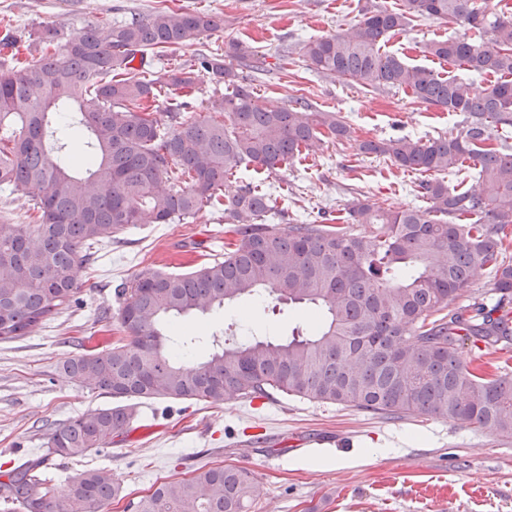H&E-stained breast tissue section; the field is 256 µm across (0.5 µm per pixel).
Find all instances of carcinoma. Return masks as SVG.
<instances>
[{
  "instance_id": "obj_1",
  "label": "carcinoma",
  "mask_w": 512,
  "mask_h": 512,
  "mask_svg": "<svg viewBox=\"0 0 512 512\" xmlns=\"http://www.w3.org/2000/svg\"><path fill=\"white\" fill-rule=\"evenodd\" d=\"M419 17L448 19L463 33L428 41L423 53L500 81L480 93L444 78L381 43ZM224 20L163 7L143 18L36 32L24 62L0 56V190L18 193L31 224L0 219V342L28 336L72 308L76 271L92 250L141 224H175L205 207L224 211L236 239L224 258L187 273L144 267L117 289L126 333L104 348L73 355L60 371L116 401L51 429L47 452L0 481V512H100L121 494L108 469L85 470L59 490L47 477L52 456L82 457L125 440L135 413L128 401L195 400L220 406L274 392L396 416L454 420L512 438V379L473 367L466 344L512 338V264L503 260L512 226V13L484 0H401L367 11L350 28L300 49L319 74L366 90L402 89L463 116L461 129L435 138L364 140V155L430 174L417 184L426 203L392 209L358 202L341 224H273L271 194L252 182L226 192L250 167L273 173L326 138L353 139L337 112L297 97L261 103L243 71L263 56L232 39L222 54L142 77L147 54L210 36ZM224 85L207 115L188 100L204 77ZM182 100L161 123L154 104ZM79 148L81 171L72 169ZM471 171L476 184L450 186ZM482 270L497 304L454 306ZM268 292L309 306L316 332L285 343L226 339L208 358L188 362L180 318ZM255 493L244 467L197 468L128 504L133 512H249Z\"/></svg>"
}]
</instances>
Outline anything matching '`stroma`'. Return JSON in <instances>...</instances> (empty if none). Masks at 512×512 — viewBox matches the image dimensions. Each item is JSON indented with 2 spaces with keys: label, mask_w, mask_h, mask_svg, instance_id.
Wrapping results in <instances>:
<instances>
[{
  "label": "stroma",
  "mask_w": 512,
  "mask_h": 512,
  "mask_svg": "<svg viewBox=\"0 0 512 512\" xmlns=\"http://www.w3.org/2000/svg\"><path fill=\"white\" fill-rule=\"evenodd\" d=\"M400 0H0L20 57L34 49L33 33L46 26L76 30L90 23L142 17L167 5L223 18L224 27L200 43L149 56L151 69L191 60L202 50L244 41L265 54L264 75L252 86L265 104L283 106L304 94L314 107L340 113L353 140L318 142L310 154L276 172H243L247 182L274 187L283 223L340 217L353 200L394 208L420 204L419 176L384 157L358 150L362 140L390 136L431 138L455 131L461 118L402 90L366 91L324 76L299 59L308 40L347 29L372 7L398 8ZM444 19L421 18L386 39L383 49L405 55L441 75L463 70L424 57L422 45L457 33ZM222 212L203 208L185 224H143L120 243L99 248L91 268L77 274L78 302L36 333L0 343V473L46 451L59 423L111 405V397L70 382L59 370L68 357L104 347L118 333L115 288L147 265L183 273L203 255H222L233 240ZM245 321L228 310L196 313L182 322L188 336L208 337L223 327L280 340L303 326L302 307L272 296L239 302ZM125 441L75 459L53 458L48 474L58 486L92 468H106L123 486L122 500L102 512H127L128 502L164 481L190 477L202 465L250 469L256 485L251 512H512V439L443 418H397L352 407L273 393L263 405L244 398L223 406L157 399L137 405ZM328 439L313 451L294 440Z\"/></svg>",
  "instance_id": "35a3bbf8"
}]
</instances>
